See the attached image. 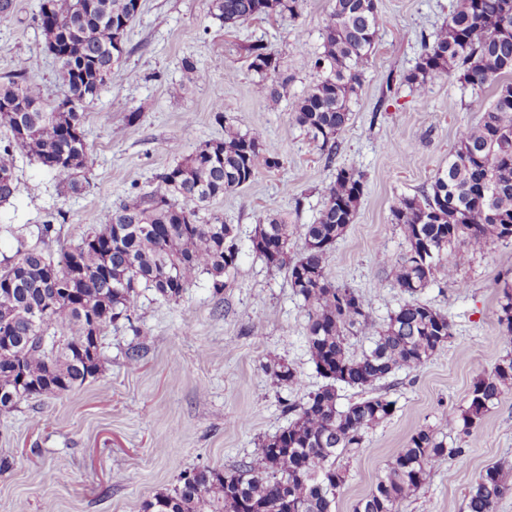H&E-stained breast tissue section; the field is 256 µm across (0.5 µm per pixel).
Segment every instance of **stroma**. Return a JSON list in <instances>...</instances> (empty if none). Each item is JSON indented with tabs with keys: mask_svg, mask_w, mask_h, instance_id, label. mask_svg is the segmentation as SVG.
<instances>
[{
	"mask_svg": "<svg viewBox=\"0 0 512 512\" xmlns=\"http://www.w3.org/2000/svg\"><path fill=\"white\" fill-rule=\"evenodd\" d=\"M38 4L14 0L11 17L0 18V82L21 60L33 59L31 75L52 104L65 87L44 48ZM451 5L377 0L381 28L330 160L295 123L291 108L320 78L311 60L322 51L331 0H304L293 20L270 17L233 28L210 14L209 0H141L121 65L83 113L89 187L70 192L17 153V191L0 206V253L11 254L15 236L34 238L37 225L48 221L60 233L45 249L58 253L104 211L150 191L157 174L197 145L222 138L228 123L261 131L265 153L278 155L281 165L260 169L209 206L234 225L241 248L222 294H213L205 274L176 300L144 293L139 333L121 323L109 328L100 370L82 387L0 412V460L8 463L0 470V512H142L143 502L173 488L181 472L249 461L261 440L287 427L284 404L305 401L323 380L308 353V317L287 270L266 265L250 237L275 215L313 223L337 168L362 172L364 194L328 257L331 279L355 288L379 326L407 301L389 265L406 246L391 210L399 197L430 189L460 130L480 118L471 101L491 100L492 90L432 75L420 96L405 85L386 87L385 80L414 67ZM255 42L278 56L272 79L282 90L274 108L254 92L258 76L246 48ZM187 60L198 68L190 85L182 82ZM228 71L233 80L225 79ZM448 262L456 283L437 276L423 299L447 315L453 336L420 368L380 382L395 411L362 447L339 458L346 481L336 512H354L410 434L421 426L443 429L448 410L466 406L474 379L512 353L498 323L499 281L512 270V243L493 241L465 257L452 252ZM271 356L292 364L301 385L277 382L267 365ZM446 443L463 456L443 459L401 512H465L468 490L488 466L512 468V388L469 434L448 432Z\"/></svg>",
	"mask_w": 512,
	"mask_h": 512,
	"instance_id": "stroma-1",
	"label": "stroma"
}]
</instances>
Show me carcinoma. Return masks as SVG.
Masks as SVG:
<instances>
[{"label": "carcinoma", "mask_w": 512, "mask_h": 512, "mask_svg": "<svg viewBox=\"0 0 512 512\" xmlns=\"http://www.w3.org/2000/svg\"><path fill=\"white\" fill-rule=\"evenodd\" d=\"M303 0H210L211 14L227 27L276 15L293 19ZM140 0H40L37 19L45 47L58 48L70 65H59L67 94L86 106L112 76V47L120 26H129ZM379 32L376 0H334L323 36V52L313 59L322 77L296 98L292 117L333 157L338 136L350 120V102L361 85L363 67ZM250 67L260 75L255 93L275 105L281 93L267 83L278 69L274 51L250 48ZM446 74L465 87H490L493 100L480 105V120L461 130L448 168L437 173L431 189L402 196L392 221L406 242L395 260V284L409 296L376 327L358 291L335 284L326 262L331 248L352 223L363 195V174L337 171L311 224L300 226L271 217L256 226L251 249L267 265L288 267L290 287L303 302L306 342L316 372L326 383L285 411L288 427L263 440L250 462L235 469H194L178 477L168 493L143 504V512H335L345 483L336 459L362 445L367 433L390 418L394 401L373 395L393 372L416 370L452 338L448 317L419 295L441 271L456 281L443 255L462 245L483 252L489 243L512 241V0H453L448 22L437 30L414 68L398 80L424 93L432 74ZM0 203L16 192L14 151L46 168L62 186L80 192L79 171L87 165V143L78 112L46 104L42 89L19 65L0 84ZM276 169L280 158L263 154L259 131L224 126V138L210 140L156 176L153 190L115 210L105 211L97 227L53 257L17 241L0 259V412L44 394L83 386L100 368L90 358L89 336L123 320L132 323L141 293L174 300L202 274L221 293L239 259L233 225L216 214L203 215L210 202L252 181L259 166ZM304 251L288 261L293 237ZM499 323L512 343V283L504 281ZM352 336L373 337L359 357L349 354ZM279 382L299 384L295 368L270 359ZM369 395L344 409L337 385ZM512 385V355L503 357L473 382L467 406L448 412L446 426L467 435ZM438 433L416 429L385 467L363 501L367 512H398L431 478L437 463L458 456ZM512 494V475L497 465L476 480L466 496V512H494Z\"/></svg>", "instance_id": "1"}]
</instances>
